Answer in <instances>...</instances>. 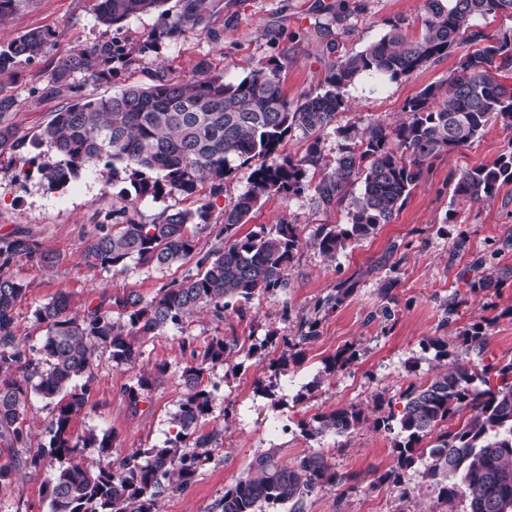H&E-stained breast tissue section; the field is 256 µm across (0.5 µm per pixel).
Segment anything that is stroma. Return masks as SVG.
I'll return each instance as SVG.
<instances>
[{"label": "stroma", "mask_w": 512, "mask_h": 512, "mask_svg": "<svg viewBox=\"0 0 512 512\" xmlns=\"http://www.w3.org/2000/svg\"><path fill=\"white\" fill-rule=\"evenodd\" d=\"M423 13L424 0H223L212 18L215 36L189 32L176 40L164 38L154 51L143 54L139 48L154 31L156 16L142 15L117 29L98 22L97 0H19L0 29V43L35 29L53 30L55 38L35 62L0 73V92L17 101L5 118L18 137L39 133L71 99L66 93L43 97L37 85L74 48L110 38L132 48L131 61L117 67L110 82L88 83L87 93L95 96L149 83L159 70L189 82L203 60L229 81L260 64H281L283 88L295 100L322 92L332 60L328 40H337L342 51L357 52L378 41L391 20L403 22L415 38L422 32ZM453 69L449 56L398 80L366 77L348 87L347 107L320 134L325 161L335 164L346 144L344 131L394 124L403 118L409 99L429 85L447 84ZM511 145L512 128L494 122L470 146L436 158L390 223L333 259L320 252L311 235L324 224L348 223L347 209L318 207L309 189L290 198L262 200L244 232L269 229L283 219L302 229V244L288 267L290 288L254 297L242 319L231 313L219 321L208 311L185 318L181 325L138 343L137 357L128 363L115 362L109 350H98L87 404L71 424L74 434L110 433L116 456L163 445L176 435L172 418L184 394L183 368L212 337L233 334L239 338L237 348L205 376L212 400L196 433L208 438V457L188 488L160 499L159 512H211L254 458L271 448L288 462L318 453L337 472L360 477L356 488L329 486L310 494L301 512H441L438 492L424 482L421 468L407 470L398 486L380 479L393 463L395 442L404 438L400 428L385 432L366 424L347 436L309 438L300 425L346 404L370 412L385 399L401 410L400 397L409 387L427 383L445 368L433 352L424 350L430 338H444L449 351L472 366L512 359V184L503 185L494 198L471 205L454 197L450 180L492 162ZM14 155L8 148L0 152V236L22 233L52 258L47 265L22 259L9 269L26 287L15 308L16 341L26 350L38 347L46 334L36 310L59 293L69 294L80 312L132 292L148 300L160 288L197 273V256L217 247L213 228L247 189L255 168L251 162L238 166L218 195L205 185L189 197L173 192L136 201L134 215L146 224L163 211L203 205L209 222L189 227L196 242L194 256L165 268L132 261L125 270L113 271L88 267L81 254L88 237L116 223L129 180L83 175L51 190L20 179L18 169L7 164ZM477 260L494 267L491 286H483L481 273L472 271ZM343 281L353 283V293L335 311L315 312L318 301ZM311 318L318 323L316 338L303 345L284 371L275 372L272 364L282 354L283 338L298 336ZM476 323L488 326L487 345L479 354L460 347L462 332ZM351 345L357 348L356 358L336 374L322 376L324 360ZM256 346L260 357H248ZM160 365L165 368L161 374L156 371ZM146 375L152 383L137 409H130L125 391ZM259 379L274 382L278 403L255 394ZM55 414L53 402L31 398L23 422L29 442L18 449V457L48 445ZM59 465L47 457L40 471L23 468L13 483L0 484V512H50L44 486Z\"/></svg>", "instance_id": "stroma-1"}]
</instances>
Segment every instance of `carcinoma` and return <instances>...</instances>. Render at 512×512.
I'll return each mask as SVG.
<instances>
[{"instance_id": "carcinoma-1", "label": "carcinoma", "mask_w": 512, "mask_h": 512, "mask_svg": "<svg viewBox=\"0 0 512 512\" xmlns=\"http://www.w3.org/2000/svg\"><path fill=\"white\" fill-rule=\"evenodd\" d=\"M220 2L178 0L173 12L164 8L167 0H99L98 21L119 27L155 13L160 37L176 40L190 30L213 36L210 20ZM508 11L512 13V0H425L417 38L394 21L380 40L359 52L341 54L335 41H329L336 59L325 77L328 89L295 101L283 92L282 66L277 63L261 65L238 81H227L199 63L191 83L175 82L159 71L149 84L91 98L85 94L87 83L111 79L117 65L130 60L126 46L110 39L58 61L36 91L49 97L65 88L72 103L31 138V154L12 159L24 178L36 174L51 189L102 168L114 176L124 171L137 199L171 192L192 196L205 181L217 195L235 170L234 162L243 165L275 156L295 130L308 144L299 158L263 163L253 171L249 187L224 210V222L216 229L215 237L224 245L198 259L197 273L160 289L150 300L130 293L114 298L107 309L97 305L81 313L72 312L68 295L61 293L37 309L46 334L41 346L28 352L18 347L15 329V306L25 286L7 271L17 258L37 256L47 264L52 258L37 254L35 243L24 235L0 238V446L9 451L25 447L28 433L22 415L31 395L56 402L49 453L67 465L45 484L50 512H157L161 497L192 483L208 440L197 439L192 451L182 442L209 408L206 368L224 363L238 337L213 338L200 360L185 367V393L174 416L177 437L141 456L122 459L112 458L109 434L90 432L75 439L70 428L87 403L97 349L110 350L115 361H132L135 339H151L205 308L219 320L228 311L242 319L255 296L287 289L288 265L302 242L299 226L282 220L268 232L241 238L237 232L263 199L302 192L308 169L321 175L314 185L318 206L340 207L351 198L350 223L325 225L313 238L323 254L334 258L390 223L434 158L472 144L493 122L512 128V85L498 79L512 66V35L489 38L473 24L478 17ZM53 36L49 29L34 30L0 45V73L41 57ZM451 53L455 68L447 87L428 86L408 100L405 119L396 124L347 135L351 144L336 159V167L328 169L319 133L347 106L348 85L364 75L397 80ZM357 183L361 190L352 198ZM505 183H512V150L460 173L453 196L472 205L492 197ZM208 218L205 205L165 210L150 224L128 216L91 238L83 259L91 268L122 269L129 261L163 268L193 254L188 225L206 224ZM351 293L352 288L340 287L317 309L334 310ZM316 326L309 320L298 341L283 340L287 351L281 365L288 364V351L316 337ZM486 339L484 328L476 325L461 336V345L481 352ZM477 379L484 388L473 386ZM402 400L397 413L382 412L381 400L372 419L363 408L346 405L302 423V429L309 437L343 436L368 421L376 430H389L396 420L406 437L395 443V464L382 479L399 484L404 471L426 458L425 476L440 487L442 512H512V360L479 370L455 361L428 383L409 388ZM465 409L469 418L452 427L449 421ZM431 434L433 446L416 448ZM88 446L98 448L105 463L84 464L81 452ZM42 457L8 456L0 462V483H11L21 466L38 469ZM355 480V475L337 473L321 455L288 464L272 449L255 458L214 512H264L266 506L289 503L292 512H301L304 497L316 489ZM460 501L466 504L462 511Z\"/></svg>"}]
</instances>
